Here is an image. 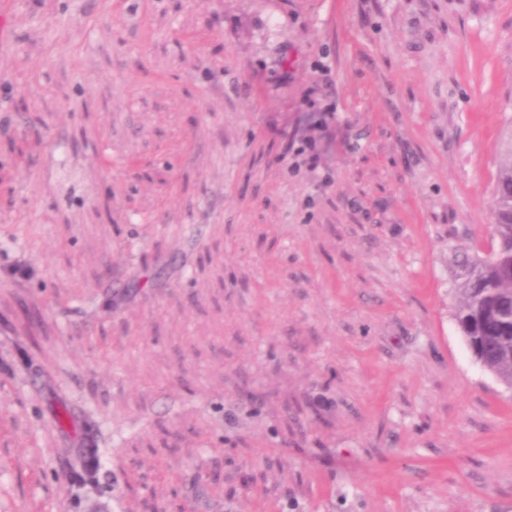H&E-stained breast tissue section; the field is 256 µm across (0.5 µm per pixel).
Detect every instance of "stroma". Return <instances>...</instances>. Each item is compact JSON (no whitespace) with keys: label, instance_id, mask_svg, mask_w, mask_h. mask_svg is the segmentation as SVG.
<instances>
[{"label":"stroma","instance_id":"obj_1","mask_svg":"<svg viewBox=\"0 0 512 512\" xmlns=\"http://www.w3.org/2000/svg\"><path fill=\"white\" fill-rule=\"evenodd\" d=\"M0 15V512H512L453 320L512 0Z\"/></svg>","mask_w":512,"mask_h":512}]
</instances>
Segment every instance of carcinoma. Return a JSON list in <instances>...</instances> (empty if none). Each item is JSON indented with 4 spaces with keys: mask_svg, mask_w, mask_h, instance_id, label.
<instances>
[{
    "mask_svg": "<svg viewBox=\"0 0 512 512\" xmlns=\"http://www.w3.org/2000/svg\"><path fill=\"white\" fill-rule=\"evenodd\" d=\"M493 227L495 244L487 253L465 248L456 254L462 282L453 318L481 366L512 382V135L503 147ZM83 461L74 473L80 485L98 474L96 451L85 453Z\"/></svg>",
    "mask_w": 512,
    "mask_h": 512,
    "instance_id": "obj_1",
    "label": "carcinoma"
}]
</instances>
